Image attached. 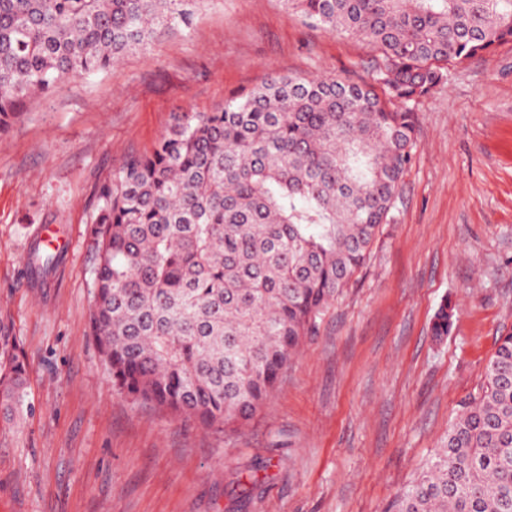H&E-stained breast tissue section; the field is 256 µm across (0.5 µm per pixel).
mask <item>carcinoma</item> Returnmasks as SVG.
<instances>
[{
    "mask_svg": "<svg viewBox=\"0 0 512 512\" xmlns=\"http://www.w3.org/2000/svg\"><path fill=\"white\" fill-rule=\"evenodd\" d=\"M198 0H0V134L31 100L103 72ZM372 46L370 82L273 75L185 112L98 192L89 319L112 387L233 430L262 406L364 265L416 150L409 103L448 65L512 43V0H282ZM57 255L35 249L47 270ZM443 302L431 330L452 327ZM27 361L0 325V405L25 406ZM387 512H512V331L499 336L421 474Z\"/></svg>",
    "mask_w": 512,
    "mask_h": 512,
    "instance_id": "carcinoma-1",
    "label": "carcinoma"
}]
</instances>
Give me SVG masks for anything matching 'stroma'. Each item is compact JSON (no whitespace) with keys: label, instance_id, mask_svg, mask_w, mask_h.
Wrapping results in <instances>:
<instances>
[{"label":"stroma","instance_id":"35a3bbf8","mask_svg":"<svg viewBox=\"0 0 512 512\" xmlns=\"http://www.w3.org/2000/svg\"><path fill=\"white\" fill-rule=\"evenodd\" d=\"M376 62L281 0H201L191 27L65 82L0 135V321L28 363L27 411H0V512H385L419 476L512 329V43L416 99L390 223L238 431L117 394L88 328L97 189L126 155L269 74L368 80ZM45 225L58 261L35 273ZM453 311L454 307L452 304L445 300L435 312L431 323V330L433 336L437 339L448 336L452 327Z\"/></svg>","mask_w":512,"mask_h":512}]
</instances>
